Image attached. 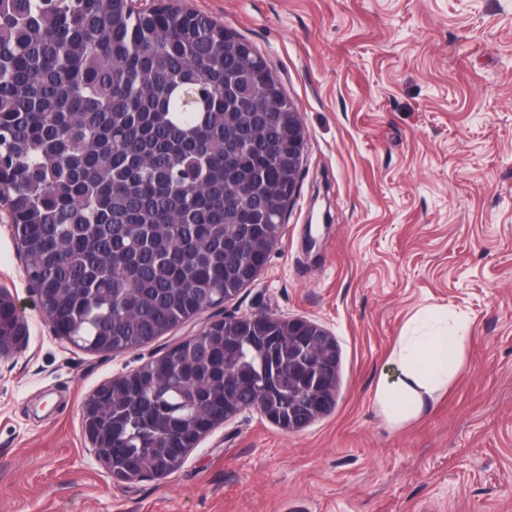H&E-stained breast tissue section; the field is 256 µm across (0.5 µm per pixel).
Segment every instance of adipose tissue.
<instances>
[{"label":"adipose tissue","mask_w":512,"mask_h":512,"mask_svg":"<svg viewBox=\"0 0 512 512\" xmlns=\"http://www.w3.org/2000/svg\"><path fill=\"white\" fill-rule=\"evenodd\" d=\"M465 329L438 310L428 323H412L398 336L378 379L374 402L384 420L401 428L422 417L437 393L463 367Z\"/></svg>","instance_id":"obj_1"}]
</instances>
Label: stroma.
<instances>
[{
	"instance_id": "1",
	"label": "stroma",
	"mask_w": 512,
	"mask_h": 512,
	"mask_svg": "<svg viewBox=\"0 0 512 512\" xmlns=\"http://www.w3.org/2000/svg\"><path fill=\"white\" fill-rule=\"evenodd\" d=\"M178 3L243 35L297 106L295 200L255 281L118 354L51 332L0 223V287L28 328L0 361V512H512V0ZM428 307L465 323V365L396 429L374 388ZM227 313L329 330L333 409L292 433L243 411L175 473L115 482L85 400Z\"/></svg>"
}]
</instances>
